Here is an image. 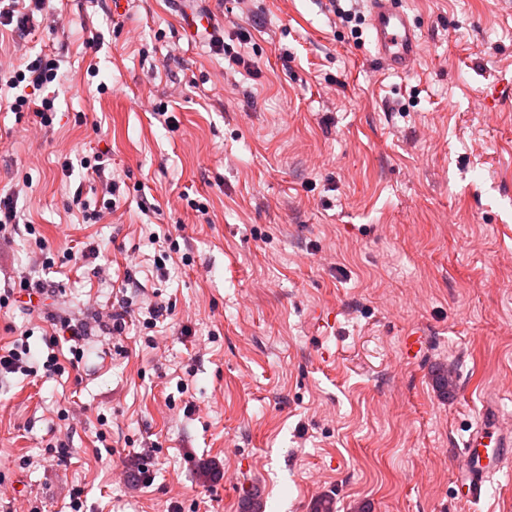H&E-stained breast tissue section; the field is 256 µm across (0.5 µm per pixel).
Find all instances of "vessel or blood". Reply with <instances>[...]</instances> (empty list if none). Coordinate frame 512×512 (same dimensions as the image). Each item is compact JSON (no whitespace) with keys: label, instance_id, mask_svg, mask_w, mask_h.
Listing matches in <instances>:
<instances>
[{"label":"vessel or blood","instance_id":"vessel-or-blood-1","mask_svg":"<svg viewBox=\"0 0 512 512\" xmlns=\"http://www.w3.org/2000/svg\"><path fill=\"white\" fill-rule=\"evenodd\" d=\"M181 23L187 33L209 28L210 14L195 10V0H184ZM370 37L384 69H409L421 54V40L398 0H368ZM499 405L494 398L483 402L482 419L464 443V459L457 469L456 486L461 501L479 502L488 482L512 460V435L497 431Z\"/></svg>","mask_w":512,"mask_h":512}]
</instances>
